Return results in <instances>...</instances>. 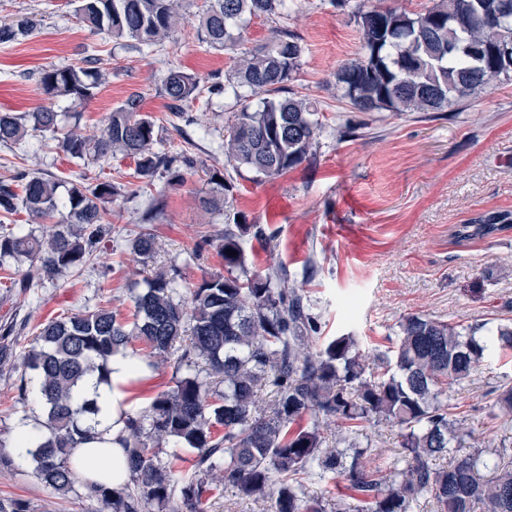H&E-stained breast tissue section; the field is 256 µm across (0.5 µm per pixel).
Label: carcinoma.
Instances as JSON below:
<instances>
[{
    "instance_id": "carcinoma-1",
    "label": "carcinoma",
    "mask_w": 512,
    "mask_h": 512,
    "mask_svg": "<svg viewBox=\"0 0 512 512\" xmlns=\"http://www.w3.org/2000/svg\"><path fill=\"white\" fill-rule=\"evenodd\" d=\"M187 0H74L79 21L92 32L106 30L142 51L169 39L187 19ZM345 11L361 35L357 56L336 70V85L356 112H456L482 92L490 80L512 75V0H432L418 12L382 9L369 0H331ZM286 0H209L198 15V39L210 48L233 49L244 41L246 16L282 19L270 37L235 57L226 84L200 87L198 78L178 67L168 70L163 93L177 117L183 105L224 94L235 101L246 88L261 96L255 108L241 106L224 134L228 160L258 178L288 173L314 155L322 129L319 109L290 91L306 46L288 25ZM27 15L0 19V45L34 33ZM92 57L84 67L39 72L43 92L53 99L88 100L99 83ZM49 133L56 147L77 165L88 167L122 154L135 161L133 178L150 186L156 176L180 185L196 168L195 159L159 148L152 117L142 111V96L132 94L103 119L100 133L86 137L60 126V113L0 112V144ZM209 192L201 204L224 210L232 185L219 171L204 169ZM65 192H59L60 187ZM142 186L105 180L65 182L41 172L16 171L0 180V216L23 212L39 224L53 222L40 236L17 228L0 233V262L29 259L36 274L19 282L32 286L36 275L53 277L83 268L106 237L103 204ZM489 214L456 230L460 240L489 236L511 220ZM269 252L275 236L257 224L226 221L217 249L224 273L205 275L177 295L179 270L155 271L134 296V321L112 310L52 319L35 336L25 356L33 377L21 380L19 398L34 394L46 411L49 435L38 439L26 462L45 485L72 490L69 466L73 448L92 430L99 407L85 397L86 378L108 380L107 362L128 350L132 338L149 349L148 357L189 370L150 406L129 417L122 440L131 485L96 488L107 512H202L207 477L224 473V487L269 512H415L420 499L435 512H512V463L498 450L464 449L465 434L451 418L447 392L469 379L495 346L512 349V323L494 336H479L477 326L408 316L399 325L393 355L368 362L349 333L315 344L318 314L280 263L262 271L252 267L244 238L249 232ZM146 267L157 253L154 235L144 233L128 246ZM237 252L234 257L229 251ZM224 390H219V385ZM272 394L270 410L258 394ZM512 415V384L506 383L492 405ZM344 423L327 434L323 423ZM385 420L399 427L401 450L384 467L371 466L364 428ZM175 442L167 462L157 448ZM348 482L350 500L313 496L307 480Z\"/></svg>"
}]
</instances>
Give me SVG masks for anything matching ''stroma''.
<instances>
[{
    "label": "stroma",
    "instance_id": "obj_1",
    "mask_svg": "<svg viewBox=\"0 0 512 512\" xmlns=\"http://www.w3.org/2000/svg\"><path fill=\"white\" fill-rule=\"evenodd\" d=\"M26 13L39 26L26 41L0 45V111L31 112L48 106L63 122L79 118L84 135L97 134L101 121L129 95L161 129L167 149L189 150L205 168L221 170L235 186L233 211L246 222L275 233L277 248L268 252L255 238L246 247L256 269L270 261L285 264L295 285L315 306L320 338L351 333L368 358L391 349L399 323L422 315L493 330L512 322V227L487 237L460 241L453 232L484 214L512 215V77L493 79L460 112L351 111L341 98L335 73L356 56L360 33L349 16L328 0H301L289 22L307 51L292 87L321 107L323 134L314 157L282 177L255 181L235 167L218 147L237 108L220 100L203 111L201 101L186 103L176 117L162 95L168 68L194 73L203 84L223 82L234 50L202 45L194 24H184L175 39L151 52L101 31L90 32L69 0H0V17ZM100 59L102 78L94 96L50 99L35 74L52 66L83 65ZM367 122L363 136L338 138L336 127ZM41 171L69 181L109 177L128 181L133 158L112 157L103 166L80 169L54 141L38 148L36 139L0 144V177L15 170ZM204 174L184 184L155 178L163 192L166 216L146 225L141 216L149 194L107 204L110 232L82 269L38 279L36 287L18 288L28 263L0 265V346H9L11 363L0 367V440L9 441L31 408L18 398L23 360L42 323L100 306L123 321L133 319V297L147 271L126 248L140 232L154 234V268L178 267L183 285L203 274L220 273L224 261L203 246L224 231V218L199 202ZM512 382V350H500L451 391L452 415L471 447L506 449L512 461V420L493 418L490 405L500 385ZM106 512L82 485L61 494L38 480L30 467L0 457V512Z\"/></svg>",
    "mask_w": 512,
    "mask_h": 512
}]
</instances>
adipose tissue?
Here are the masks:
<instances>
[{
    "instance_id": "1",
    "label": "adipose tissue",
    "mask_w": 512,
    "mask_h": 512,
    "mask_svg": "<svg viewBox=\"0 0 512 512\" xmlns=\"http://www.w3.org/2000/svg\"><path fill=\"white\" fill-rule=\"evenodd\" d=\"M109 369V383L98 386L90 380L84 386L88 394L97 395L101 413L98 425L70 456L72 471L88 488L97 484L118 488L129 482L130 470L121 440L135 402L134 387L149 372L144 357L125 352L113 355Z\"/></svg>"
}]
</instances>
